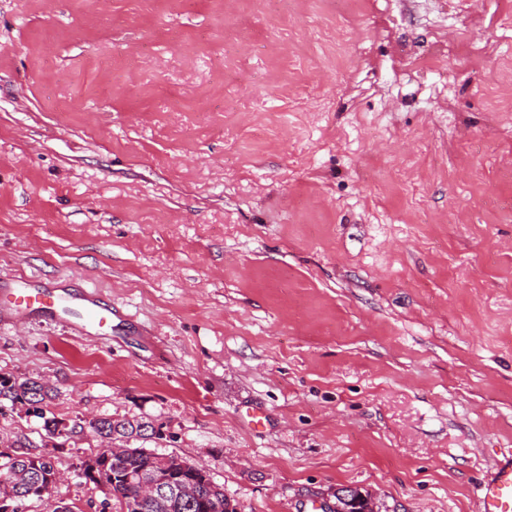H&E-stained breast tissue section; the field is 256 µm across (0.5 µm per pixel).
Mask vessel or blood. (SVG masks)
Here are the masks:
<instances>
[{"mask_svg":"<svg viewBox=\"0 0 512 512\" xmlns=\"http://www.w3.org/2000/svg\"><path fill=\"white\" fill-rule=\"evenodd\" d=\"M9 293L7 306L16 313L76 305L89 327L111 324L115 316L111 306L103 304L89 292L58 294L48 288L35 290L26 282L18 281L13 283ZM478 502L479 512H512V456L498 461L482 480Z\"/></svg>","mask_w":512,"mask_h":512,"instance_id":"obj_1","label":"vessel or blood"}]
</instances>
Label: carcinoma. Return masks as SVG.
I'll use <instances>...</instances> for the list:
<instances>
[{"label":"carcinoma","instance_id":"obj_1","mask_svg":"<svg viewBox=\"0 0 512 512\" xmlns=\"http://www.w3.org/2000/svg\"><path fill=\"white\" fill-rule=\"evenodd\" d=\"M50 398V389L39 381L28 379L20 382L10 376L0 375L1 400L7 399L14 405L18 404L25 408L26 414L33 413L42 419L46 437L68 440L71 435L58 432L59 419L46 416L45 407ZM89 430L107 440L112 439L114 434L122 438L139 439L144 443L159 438L153 432L151 423L137 419L114 420L101 417L89 424ZM18 447L15 461L6 467L8 476L0 479V495L25 501L36 497L34 486L52 476L56 464L53 457L33 452L22 442L18 443ZM157 457L158 453L139 446L129 448L108 460H97L98 464L107 469L106 484L110 487L112 498L119 503L121 512H211L214 500L224 496V487L215 483L210 475L200 472L195 477V495L190 503L166 499L138 501L136 486L128 477L139 472L156 471ZM369 498L368 491L353 487L347 496L335 497V512H366Z\"/></svg>","mask_w":512,"mask_h":512}]
</instances>
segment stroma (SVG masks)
Returning a JSON list of instances; mask_svg holds the SVG:
<instances>
[{"label":"stroma","mask_w":512,"mask_h":512,"mask_svg":"<svg viewBox=\"0 0 512 512\" xmlns=\"http://www.w3.org/2000/svg\"><path fill=\"white\" fill-rule=\"evenodd\" d=\"M447 60L432 62L436 41ZM0 315L60 419L163 425L238 512H477L512 449V0H0ZM47 500L119 512L65 445ZM9 292L12 299L3 302L8 309L14 313L35 311V310H53L54 307H70L78 304L84 316L85 324L83 326L102 327L112 324L113 318H118L117 312L112 309V305L103 304L92 293L84 292L80 295H74L70 292L57 294L49 288L35 290L28 288L26 282L18 281L13 283L11 288H2ZM349 487H342L336 489V494L340 496V492L346 493ZM334 494L336 500L335 512H369L366 511L368 508V499L371 498L370 494L366 490H362L358 487H351L348 495L341 498Z\"/></svg>","instance_id":"stroma-1"}]
</instances>
